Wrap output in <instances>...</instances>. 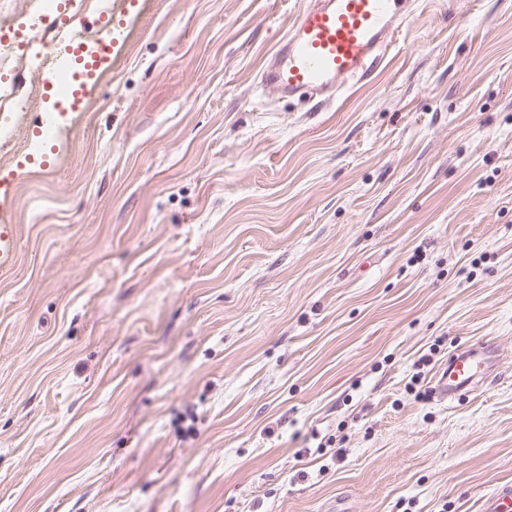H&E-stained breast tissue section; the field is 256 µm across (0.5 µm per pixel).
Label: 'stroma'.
<instances>
[{"label":"stroma","instance_id":"stroma-1","mask_svg":"<svg viewBox=\"0 0 512 512\" xmlns=\"http://www.w3.org/2000/svg\"><path fill=\"white\" fill-rule=\"evenodd\" d=\"M310 0H137L56 134L9 124L0 512H483L512 487V0H411L324 102L260 73ZM488 342L485 385L433 377ZM423 384H415L417 373ZM16 256V243L10 224L0 225V269H8Z\"/></svg>","mask_w":512,"mask_h":512}]
</instances>
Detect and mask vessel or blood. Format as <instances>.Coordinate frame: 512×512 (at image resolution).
Instances as JSON below:
<instances>
[{
	"instance_id": "vessel-or-blood-1",
	"label": "vessel or blood",
	"mask_w": 512,
	"mask_h": 512,
	"mask_svg": "<svg viewBox=\"0 0 512 512\" xmlns=\"http://www.w3.org/2000/svg\"><path fill=\"white\" fill-rule=\"evenodd\" d=\"M53 23L54 37L46 43L48 73L68 72L72 78L69 105L80 109L93 96V72L105 63L109 51H120L123 15L134 0H117L114 11L100 13L94 26L81 23L73 0H61ZM406 0H311L299 10L270 62L261 72L266 90L282 96L302 92L337 95L365 79L381 64L395 33L408 15ZM16 256L12 227L0 225V269ZM487 344L454 350L442 366L435 386L440 397L457 399L476 389L490 368Z\"/></svg>"
}]
</instances>
